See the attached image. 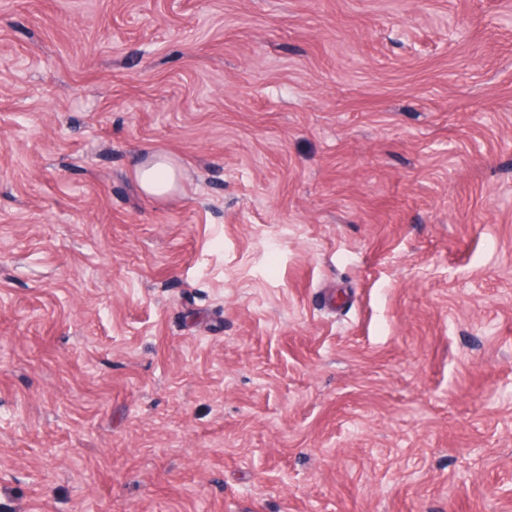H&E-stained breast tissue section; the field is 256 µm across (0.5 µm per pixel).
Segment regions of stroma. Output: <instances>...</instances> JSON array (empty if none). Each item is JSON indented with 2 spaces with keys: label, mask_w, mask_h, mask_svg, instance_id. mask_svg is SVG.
Instances as JSON below:
<instances>
[{
  "label": "stroma",
  "mask_w": 512,
  "mask_h": 512,
  "mask_svg": "<svg viewBox=\"0 0 512 512\" xmlns=\"http://www.w3.org/2000/svg\"><path fill=\"white\" fill-rule=\"evenodd\" d=\"M0 512H512V0H0ZM140 190L151 197L159 198L175 190L178 169L173 160L160 153H150L133 167Z\"/></svg>",
  "instance_id": "obj_1"
}]
</instances>
